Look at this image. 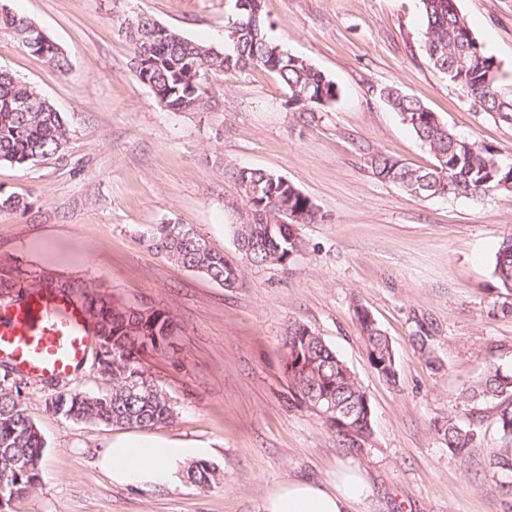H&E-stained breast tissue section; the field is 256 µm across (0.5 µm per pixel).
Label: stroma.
I'll list each match as a JSON object with an SVG mask.
<instances>
[{
	"label": "stroma",
	"instance_id": "obj_1",
	"mask_svg": "<svg viewBox=\"0 0 512 512\" xmlns=\"http://www.w3.org/2000/svg\"><path fill=\"white\" fill-rule=\"evenodd\" d=\"M36 22L68 59L59 72L0 32V68L62 113L63 150L18 167L0 162V193L22 209L0 212V263L73 276L125 301L167 311L177 327L168 356H146L176 415L157 435L207 443L217 479L187 475L169 485L119 486L98 465L112 426L80 423L45 406L55 390L98 394L109 382L85 362L50 385L29 378L25 408L45 439L39 481L6 512H262L265 493L291 480L360 473L358 512H512V495L489 466L494 404H484L482 448L452 454L430 427L465 416L459 393L488 367L512 370V304L492 276L494 254L512 233V191L481 202L420 200L376 180L367 158L382 153L429 168L433 154L381 98L394 85L454 133L512 164V123L476 109L422 48L419 0H261L271 38L328 75L340 95L295 112L270 72L213 74L212 104L161 108L133 70V47L116 16L152 15L184 36L223 46L232 0H0ZM461 14L512 81V0H456ZM281 175L323 218L292 230V264L242 265L225 288L149 249L154 224H189L239 263L233 226L242 220L235 169ZM61 255L48 264L32 242ZM363 305L395 349L399 379L370 366L354 316ZM438 326L427 366L411 334L419 316ZM310 327L355 373L372 405L366 448L338 446L323 419L289 408L283 342L291 322Z\"/></svg>",
	"mask_w": 512,
	"mask_h": 512
}]
</instances>
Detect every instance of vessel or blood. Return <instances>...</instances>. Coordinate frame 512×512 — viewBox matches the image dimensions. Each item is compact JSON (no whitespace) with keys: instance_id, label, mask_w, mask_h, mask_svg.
Here are the masks:
<instances>
[{"instance_id":"b4317fda","label":"vessel or blood","mask_w":512,"mask_h":512,"mask_svg":"<svg viewBox=\"0 0 512 512\" xmlns=\"http://www.w3.org/2000/svg\"><path fill=\"white\" fill-rule=\"evenodd\" d=\"M92 349L81 308L44 288L19 300L0 301V357L30 376L72 375Z\"/></svg>"}]
</instances>
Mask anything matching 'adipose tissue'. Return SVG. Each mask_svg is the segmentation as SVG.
Returning a JSON list of instances; mask_svg holds the SVG:
<instances>
[{"instance_id": "obj_1", "label": "adipose tissue", "mask_w": 512, "mask_h": 512, "mask_svg": "<svg viewBox=\"0 0 512 512\" xmlns=\"http://www.w3.org/2000/svg\"><path fill=\"white\" fill-rule=\"evenodd\" d=\"M210 449L202 442H186L141 432H120L107 441L99 466L113 482L133 487L170 483L194 459ZM367 494L361 477L348 474L334 484L288 481L270 490L263 512H357Z\"/></svg>"}]
</instances>
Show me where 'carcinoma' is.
<instances>
[{
  "mask_svg": "<svg viewBox=\"0 0 512 512\" xmlns=\"http://www.w3.org/2000/svg\"><path fill=\"white\" fill-rule=\"evenodd\" d=\"M423 43L429 63L448 75L465 98L484 112H493L512 122V86L504 83L500 63L474 36L468 22L458 11L455 0H421ZM237 18L224 37V48L189 39L163 24L159 28L133 27L128 17L118 19V30L135 47L138 60L137 79L153 93L157 103L168 110L199 109L209 102L207 75L231 69L259 67L274 74L288 89L290 102L303 110L308 106H326L336 101V83L305 59L292 55L273 41L266 31L259 4L235 0ZM35 25L26 16L0 7V30L23 43V32ZM66 71L61 49L45 38L31 49ZM465 57V65H455ZM386 103L396 112L422 145L434 155L436 164L429 169L413 167L387 155L368 159L372 175L391 183L418 199L469 198L480 201L498 190L501 183L512 181V165L499 162L492 150L463 138L416 98L394 86L384 87ZM32 100L38 108L16 111L19 101ZM68 129L64 118L48 99L11 73L0 69V162L25 167L58 154L66 144ZM248 178L263 211L281 209L299 214L305 224L322 219L318 207L294 184L281 183L273 173L252 168ZM236 240L249 247V263L286 266L295 259L301 245L290 229L267 232L265 224L234 225ZM148 247L171 262L209 280L224 284L227 262L213 251L190 224H156L144 235ZM492 276L507 293L512 294V235L498 245ZM21 279L18 266H0V296L49 287L66 298L78 301L89 321L102 330L106 341L117 350L112 364L96 366L98 374L111 388L103 394H91L77 388L60 390L46 400V406L77 422L103 423L119 428L151 430L171 421L175 415L172 400L154 383L143 362L145 343L151 353L165 354L172 344L176 326L161 308L145 315L131 303L84 280L56 277L42 272L40 277ZM354 306L372 363L382 366L383 376L396 383L398 370L393 347L379 326L359 315ZM412 336L421 356L430 364L436 327L432 319L415 321ZM308 326L293 322L284 339V375L288 378V407L319 411L320 418L336 434L345 448L360 449L371 436V419L361 415L359 407L365 396L355 374L325 340L315 333L306 334ZM27 382L20 371L0 374V496L10 501L34 488L39 478V463L45 443L41 432L26 414L23 393ZM470 405L469 418L437 416L433 428L451 453L476 447L479 438L476 417L479 406L497 403L498 451L489 455V465L506 477L507 491H512V372L490 368L461 392ZM345 419L357 436L336 427V418ZM187 476L200 487L210 486L216 469L205 461L189 466Z\"/></svg>",
  "mask_w": 512,
  "mask_h": 512,
  "instance_id": "1",
  "label": "carcinoma"
}]
</instances>
